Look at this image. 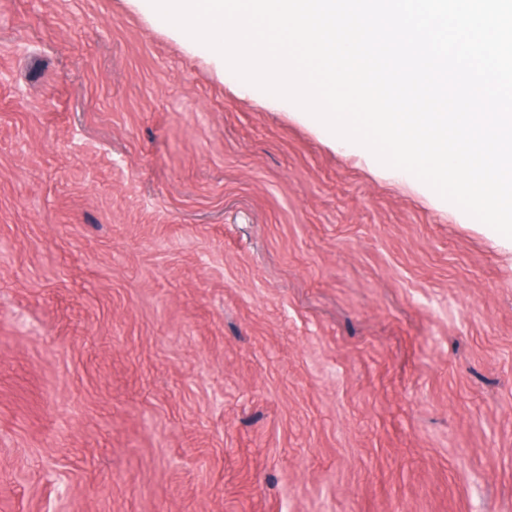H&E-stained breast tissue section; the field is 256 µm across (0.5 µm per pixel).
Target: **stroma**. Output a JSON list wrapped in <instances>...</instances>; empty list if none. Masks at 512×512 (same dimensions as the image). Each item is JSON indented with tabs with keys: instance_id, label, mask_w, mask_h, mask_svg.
<instances>
[{
	"instance_id": "1",
	"label": "stroma",
	"mask_w": 512,
	"mask_h": 512,
	"mask_svg": "<svg viewBox=\"0 0 512 512\" xmlns=\"http://www.w3.org/2000/svg\"><path fill=\"white\" fill-rule=\"evenodd\" d=\"M0 512H512V239L149 0H0Z\"/></svg>"
}]
</instances>
